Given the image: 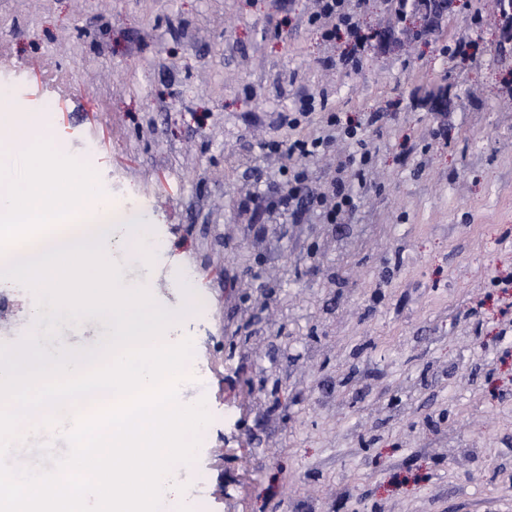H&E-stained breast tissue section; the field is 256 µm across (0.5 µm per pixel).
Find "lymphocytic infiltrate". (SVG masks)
<instances>
[{
  "mask_svg": "<svg viewBox=\"0 0 512 512\" xmlns=\"http://www.w3.org/2000/svg\"><path fill=\"white\" fill-rule=\"evenodd\" d=\"M366 3L367 0H315V9L307 18L308 25L318 29L324 43L345 42V50L331 58L330 63L347 73L358 72L368 54L382 46L381 41L361 33L359 17ZM379 120V115L375 114L364 124L330 108L323 96L302 97L297 109L279 116V135L264 144L268 155L288 163V182L271 200V207L282 210L319 207L326 223H342L355 207L347 181L353 178L365 183L373 164V156L367 148V127ZM337 136L351 148L347 162L325 192H313L307 164L324 152L331 139Z\"/></svg>",
  "mask_w": 512,
  "mask_h": 512,
  "instance_id": "1",
  "label": "lymphocytic infiltrate"
}]
</instances>
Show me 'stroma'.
<instances>
[{"instance_id": "1", "label": "stroma", "mask_w": 512, "mask_h": 512, "mask_svg": "<svg viewBox=\"0 0 512 512\" xmlns=\"http://www.w3.org/2000/svg\"><path fill=\"white\" fill-rule=\"evenodd\" d=\"M314 5L0 0V84L105 198L142 199L165 243L157 302L184 304V273L201 295L169 337L193 342L181 399L212 416L195 462L169 476L194 512H512V288L496 283L512 274V54L456 12L439 30L474 40L480 63L394 39L344 76L321 65L332 50L306 23ZM438 87L447 100L431 98ZM307 94L382 116L368 138L376 188L357 190L341 234L318 210L257 206L285 182L263 144ZM406 140L418 150L404 160ZM228 224L246 241L283 227L261 245L264 263L287 260L288 285L274 293L282 336L259 362L220 353L247 321L212 270ZM352 268L361 281L332 284ZM34 305L0 283V342L31 331ZM59 327L49 352L107 331L95 318ZM263 377L286 385L279 409L248 390Z\"/></svg>"}]
</instances>
